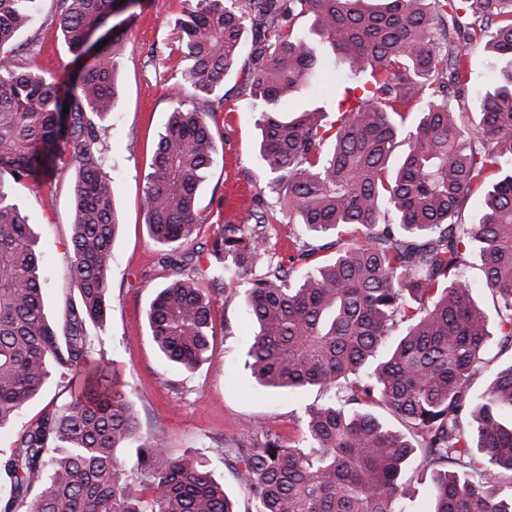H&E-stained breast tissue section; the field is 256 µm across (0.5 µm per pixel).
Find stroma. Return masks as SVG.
<instances>
[{
	"instance_id": "obj_1",
	"label": "stroma",
	"mask_w": 512,
	"mask_h": 512,
	"mask_svg": "<svg viewBox=\"0 0 512 512\" xmlns=\"http://www.w3.org/2000/svg\"><path fill=\"white\" fill-rule=\"evenodd\" d=\"M190 7L189 0H140L123 29L116 56L119 90L106 137L121 227L112 244L110 308L102 328L94 332V347L112 359L125 393L139 411L142 433L162 435L173 454L206 456L213 477L233 494L238 512H249L246 493L224 467L223 448L257 423L283 439L296 438L298 417L319 403L321 395L315 388L272 395L255 383L243 366L242 354L254 327L242 294L213 290V356L195 371L169 366L150 336L147 309L173 273L162 264L163 248L149 233L144 186L157 134L174 101L183 95L179 23ZM54 11L55 0H42L35 24L15 39L16 59L65 82L76 74L77 66L60 31L50 23ZM343 78L341 64L324 56L309 89L283 102L282 110L296 116L334 105ZM219 92L224 105L212 124L218 153L200 190L205 223L189 247L193 260L207 263L221 226L250 223V213L259 204L278 218L277 250L288 256L290 228L281 222L284 201L270 189L259 161V130L250 115L251 87L236 73L225 77ZM18 193L38 234L45 312L53 320L65 296L76 291L66 276L70 176L29 180Z\"/></svg>"
}]
</instances>
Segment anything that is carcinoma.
I'll return each instance as SVG.
<instances>
[{
	"mask_svg": "<svg viewBox=\"0 0 512 512\" xmlns=\"http://www.w3.org/2000/svg\"><path fill=\"white\" fill-rule=\"evenodd\" d=\"M40 2L0 0V58L10 60L0 67V429L53 372L75 388L24 422L0 455L12 486L0 512H237L204 458L141 435L112 361L93 347L119 228L105 139L122 30L111 27L98 52L87 44L129 2L56 0L52 23L83 60L63 84L13 62L15 37ZM247 31L260 155L288 223L335 250L323 264L298 234L297 256L284 263L265 211L225 224L208 267L177 259L203 223L199 193L217 153L211 122L224 101L212 94L237 70ZM316 40L347 65L349 86L330 111L287 119L280 104L308 87ZM181 42L183 98L158 134L144 189L151 236L179 269L150 302L152 339L170 365L195 370L213 336L205 281L231 291L244 282L256 327L244 367L270 393L316 387L324 396L298 418L296 439L257 426L224 449L253 512H406L414 461L431 471L424 512H512V479L502 478L512 473V364L474 391L492 334L467 276L474 254L499 298V352H512V67L466 97L474 47L512 59V0H195ZM400 138L408 148L393 168ZM492 169L499 176L477 221L462 223L463 202ZM69 170L78 294L51 323L37 235L13 190ZM377 405L402 429L379 420ZM133 446L131 472L121 456Z\"/></svg>",
	"mask_w": 512,
	"mask_h": 512,
	"instance_id": "cac0c4a2",
	"label": "carcinoma"
}]
</instances>
